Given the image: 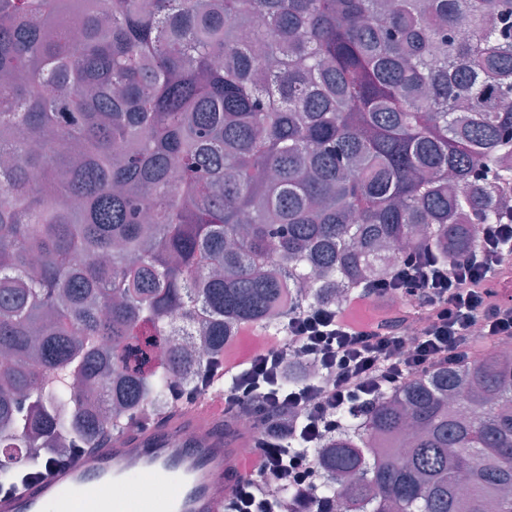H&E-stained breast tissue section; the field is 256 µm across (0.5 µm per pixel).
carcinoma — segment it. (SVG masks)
<instances>
[{
	"instance_id": "1",
	"label": "carcinoma",
	"mask_w": 512,
	"mask_h": 512,
	"mask_svg": "<svg viewBox=\"0 0 512 512\" xmlns=\"http://www.w3.org/2000/svg\"><path fill=\"white\" fill-rule=\"evenodd\" d=\"M509 215L512 0H0V491L167 423L386 248L458 263ZM314 457L339 512H512V357L475 345Z\"/></svg>"
}]
</instances>
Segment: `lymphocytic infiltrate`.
Masks as SVG:
<instances>
[{
  "label": "lymphocytic infiltrate",
  "instance_id": "f902f5d3",
  "mask_svg": "<svg viewBox=\"0 0 512 512\" xmlns=\"http://www.w3.org/2000/svg\"><path fill=\"white\" fill-rule=\"evenodd\" d=\"M507 266L512 223L484 224L479 248L464 261L446 262L429 249L410 254L343 307L305 310L262 349L208 362L203 385L231 378L220 397L225 413L254 423L252 471L236 481L225 512H336L334 499L318 492L311 448L335 434L340 411L362 415L387 389L468 359L473 325L493 343L512 337V289L501 276ZM396 291L408 297L404 317L367 313L371 300ZM308 362L318 375L289 378L290 365ZM278 412L295 416L302 447L267 435L263 422ZM282 486L294 489L292 499L278 497Z\"/></svg>",
  "mask_w": 512,
  "mask_h": 512
}]
</instances>
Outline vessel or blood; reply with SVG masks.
I'll use <instances>...</instances> for the list:
<instances>
[{
  "mask_svg": "<svg viewBox=\"0 0 512 512\" xmlns=\"http://www.w3.org/2000/svg\"><path fill=\"white\" fill-rule=\"evenodd\" d=\"M241 441L224 434V422L202 405L173 417L165 429L145 426L94 449L77 464L16 494H0V512H44L59 501L60 512H125L120 497L103 496L129 478L165 482L164 512H224L238 466Z\"/></svg>",
  "mask_w": 512,
  "mask_h": 512,
  "instance_id": "b4317fda",
  "label": "vessel or blood"
}]
</instances>
